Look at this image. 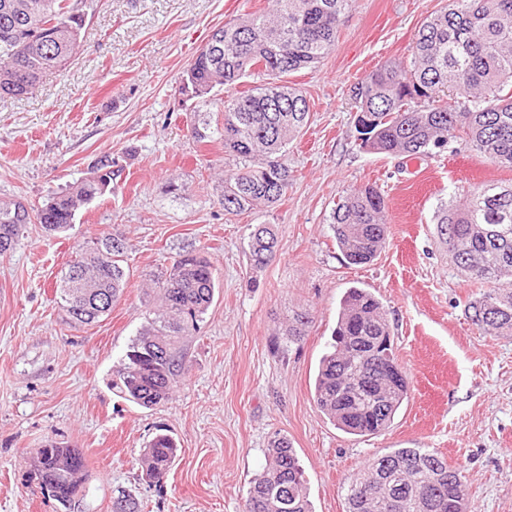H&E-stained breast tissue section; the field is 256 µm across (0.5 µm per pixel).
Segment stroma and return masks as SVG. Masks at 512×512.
<instances>
[{
	"label": "stroma",
	"instance_id": "1",
	"mask_svg": "<svg viewBox=\"0 0 512 512\" xmlns=\"http://www.w3.org/2000/svg\"><path fill=\"white\" fill-rule=\"evenodd\" d=\"M85 12L86 50L28 94L0 98V198L40 206L112 156V190L73 230L29 225L0 256V512H63L35 492L32 460L47 438L88 463L83 512H112L119 491L142 512H243L269 441L290 440L314 512H345L347 479L387 448H427L462 468L470 512H512V336L465 314L477 289L451 261L433 216L485 183L512 184L462 141L420 157L360 148L352 86L382 64L407 60L415 33L445 0H356L318 67L288 76L310 118L288 146L286 194L261 213L225 215L218 175L223 140L189 135L196 104L182 76L212 31L268 0H73ZM365 185L387 204L378 257L348 264L330 229L339 197ZM275 225L274 261L251 273L249 227ZM122 236L127 285L102 321L67 323L56 281L78 245ZM207 257L217 290L188 337L191 367L171 399L143 408L110 380L155 309L150 284L178 253ZM383 304L409 398L391 427L359 437L316 408L314 381L347 288ZM313 317L285 344L294 311ZM180 448L163 490L139 480L157 429Z\"/></svg>",
	"mask_w": 512,
	"mask_h": 512
}]
</instances>
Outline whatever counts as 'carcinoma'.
I'll use <instances>...</instances> for the list:
<instances>
[{"instance_id": "carcinoma-1", "label": "carcinoma", "mask_w": 512, "mask_h": 512, "mask_svg": "<svg viewBox=\"0 0 512 512\" xmlns=\"http://www.w3.org/2000/svg\"><path fill=\"white\" fill-rule=\"evenodd\" d=\"M355 0H271L211 34L184 73L198 101L192 136L218 134L235 168L224 171V214L260 213L288 190V144L307 123L309 104L284 78L313 67L328 54ZM85 15L70 0H0V96L27 94L51 70H63L82 51ZM268 80L224 100V122L211 127L210 93L254 74ZM462 98L450 105L444 96ZM360 147L390 156L429 155L462 138L495 164L512 168V0H448L415 34L409 63L384 65L353 86ZM114 161L102 157L90 176L52 192L37 208L0 200V255L12 251L30 224L47 231L73 228L76 212L111 189ZM385 199L372 186L346 193L332 211L330 228L351 265L371 263L385 245ZM438 237L455 265L485 288L466 304L472 323L496 335H512V185L485 184L460 206L440 204ZM276 231L259 224L246 256L259 272L276 256ZM127 279L124 243L109 235L75 251L61 271L57 291L71 324L109 314L99 297L117 302ZM160 307L131 341L112 387L150 408L167 402L188 373L185 339L199 329L216 289L212 263L186 253L158 275ZM312 323L300 311L288 320L286 340L298 343ZM390 335L383 304L365 288L350 287L340 300L334 343L321 357L314 384L318 410L355 436L386 430L408 399L409 379L396 357L375 372L385 403L377 405L360 385L363 347ZM178 445L158 433L142 450L141 479L159 489ZM29 478L47 488L64 509L76 486L85 485L87 463L76 448L53 439L33 458ZM463 470L424 448H387L345 487L347 512H467ZM131 494L113 499L112 512H140ZM245 512H313L304 472L285 437L271 441L265 465L249 483Z\"/></svg>"}]
</instances>
